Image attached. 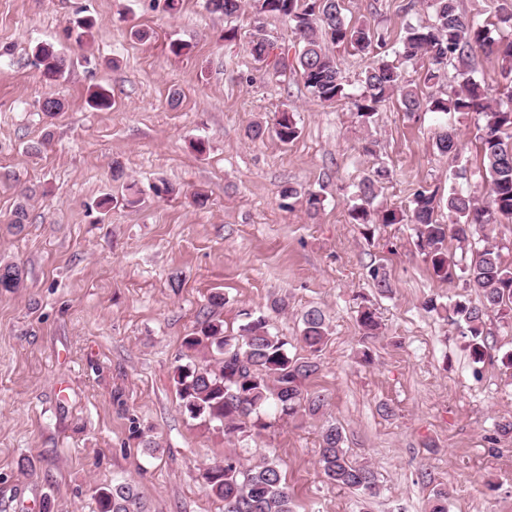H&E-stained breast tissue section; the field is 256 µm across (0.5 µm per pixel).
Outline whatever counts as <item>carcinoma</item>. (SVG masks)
I'll list each match as a JSON object with an SVG mask.
<instances>
[{
	"instance_id": "carcinoma-1",
	"label": "carcinoma",
	"mask_w": 512,
	"mask_h": 512,
	"mask_svg": "<svg viewBox=\"0 0 512 512\" xmlns=\"http://www.w3.org/2000/svg\"><path fill=\"white\" fill-rule=\"evenodd\" d=\"M207 5L231 18L242 10L244 0H207ZM250 7L256 16L280 17L291 24L299 45L294 56L296 67L308 92L322 102L350 98L345 77L326 43L347 46L358 53H368L385 43L383 34L346 21L342 0H250ZM426 8L432 10L431 17L407 24L394 50L395 60L381 59L365 72L362 91L353 98L352 105L364 126L373 122L382 103L395 94L407 112H475L481 116L479 149L489 204L481 206L462 192L443 196L433 189L415 192L410 208L417 246L433 275L450 283L460 272L465 287L480 295L475 304L459 294L448 308V318L462 329L474 362L480 363L488 354L485 319L493 313L500 321L512 323V266L505 264L497 246L472 233L475 227L494 224L500 218L512 220V142L505 140L507 131L512 130V81L499 91L500 102L491 104L485 87L474 77L473 58L478 50L496 54L505 63V72L511 73L512 37H493L487 24L459 11L457 0H428ZM422 57L429 61L427 82L436 84L448 65L455 68L458 85L447 97L423 96L403 83L401 67ZM35 58L49 80H58L66 71V60L51 45L37 46ZM88 103L101 110L111 108L110 91L103 87L92 90ZM274 132L283 143L298 136L292 113L278 114ZM435 147L443 156H455L459 144L454 130L442 128ZM389 175L387 168L378 167L357 185L358 203L351 207L349 216L368 232L375 224L405 221V213L400 210L372 208L379 185ZM301 196L308 211L318 210V194H303L291 184L280 190V197L290 202ZM443 208L448 210L452 223L438 221L437 212ZM450 238L461 243L462 257L458 261L448 253ZM21 278L19 267H0V290L12 291ZM357 323L363 337L378 335L380 323L370 306L361 307ZM328 336L325 315L315 308L301 317L299 342L309 353L307 357L290 354L288 340L271 331L269 319L263 314H246V322L235 336L225 334L223 323L207 319L184 337L183 344L190 351L211 352L213 362L203 365L190 361L177 367L174 382L181 407L190 418L205 424L218 423L224 427V434L238 438L268 427L262 414L271 407L281 419L314 416L324 407L325 399L309 393L306 381L318 371L317 353ZM344 442L340 426L322 428L319 463L326 480L354 494L377 495L374 470L353 462ZM204 479L209 494L224 502V512H293L292 496L280 465L272 460L245 468L236 456L228 454L224 464L206 470ZM96 498L98 512H146L128 483L103 487Z\"/></svg>"
}]
</instances>
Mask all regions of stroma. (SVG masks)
I'll return each instance as SVG.
<instances>
[{"label": "stroma", "instance_id": "1", "mask_svg": "<svg viewBox=\"0 0 512 512\" xmlns=\"http://www.w3.org/2000/svg\"><path fill=\"white\" fill-rule=\"evenodd\" d=\"M409 2L344 0V14L392 44L430 17ZM84 15L96 25L79 43L67 28ZM259 26L296 50L284 19L259 23L248 10L227 19L206 0H181L173 14L165 0H0V265L23 273L19 288L0 291V512H97L96 489L116 482L135 485L148 512H224L203 473L230 452L244 464L276 460L295 512H429L440 487L448 512H512V439L492 431L512 417L503 363L512 325L486 318L492 349L474 363L457 326L423 307L449 304L463 280L433 276L411 223L378 226L369 239L349 217L357 184L379 167L391 177L378 208L407 209L420 188L486 201L480 117L449 114L453 158L435 148L434 114L407 112L397 99L360 125L348 98L320 102L292 70L270 77L249 53ZM134 28L148 39L132 38ZM175 43L187 52L173 53ZM42 44L69 61L63 80L36 68ZM98 86L111 108L88 105ZM50 95L66 101L52 119L39 110ZM284 109L295 140L247 137L250 124ZM45 137L47 148L32 151ZM162 180L174 195L154 194ZM287 183L317 193L319 210L301 200L283 207ZM130 189L141 199L134 207L119 202ZM198 192L205 205L194 203ZM107 195L115 204L97 209ZM22 201L29 222L16 230L9 219ZM374 266L389 293L374 288ZM215 292L223 306L209 305ZM365 298L381 334L364 346L356 315ZM276 299L284 311L271 312ZM312 307L330 327L307 383L327 399L318 415L266 412V429L239 442L189 418L174 374L207 358L183 345L200 321H223L233 335L246 313L265 314L300 356V319ZM327 423L342 427L353 461L374 469L379 496L365 501L326 481Z\"/></svg>", "mask_w": 512, "mask_h": 512}]
</instances>
